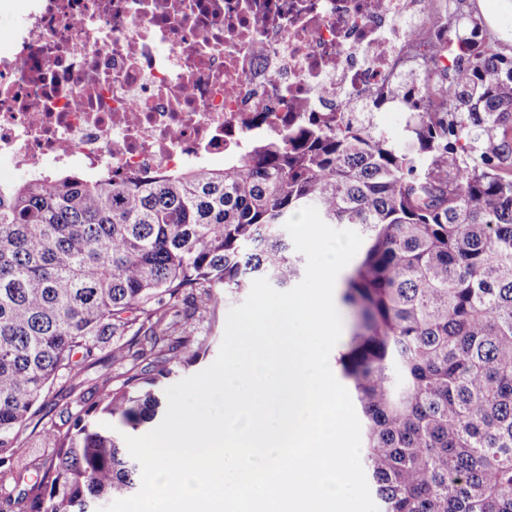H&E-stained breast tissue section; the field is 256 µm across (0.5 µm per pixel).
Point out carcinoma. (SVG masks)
I'll list each match as a JSON object with an SVG mask.
<instances>
[{"label":"carcinoma","mask_w":512,"mask_h":512,"mask_svg":"<svg viewBox=\"0 0 512 512\" xmlns=\"http://www.w3.org/2000/svg\"><path fill=\"white\" fill-rule=\"evenodd\" d=\"M453 17L435 31V80L376 102L408 110L404 148L369 112L334 128L290 112L284 134L244 135L222 168L0 185V476L56 382L106 349L131 363L66 430L42 427L51 462L0 512H97L132 492L123 435L162 422L219 297L300 276L284 226L307 206L363 239L339 362L382 512H512V57L472 14Z\"/></svg>","instance_id":"carcinoma-1"}]
</instances>
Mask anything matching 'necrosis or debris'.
Returning a JSON list of instances; mask_svg holds the SVG:
<instances>
[{
  "label": "necrosis or debris",
  "instance_id": "obj_1",
  "mask_svg": "<svg viewBox=\"0 0 512 512\" xmlns=\"http://www.w3.org/2000/svg\"><path fill=\"white\" fill-rule=\"evenodd\" d=\"M430 0H33L0 52V156L134 177L224 156L286 105L366 107L411 54Z\"/></svg>",
  "mask_w": 512,
  "mask_h": 512
}]
</instances>
